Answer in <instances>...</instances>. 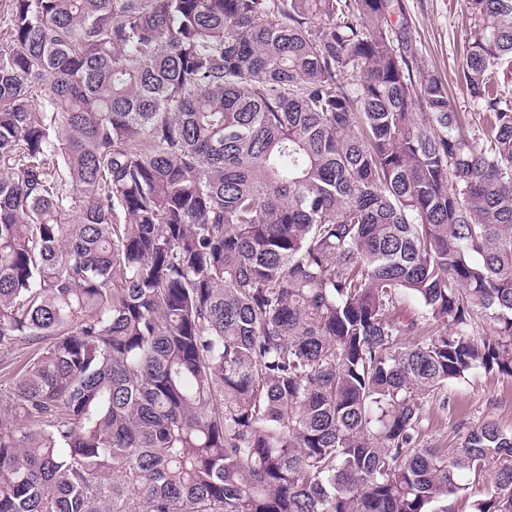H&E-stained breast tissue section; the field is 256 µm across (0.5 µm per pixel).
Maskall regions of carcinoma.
<instances>
[{
  "mask_svg": "<svg viewBox=\"0 0 512 512\" xmlns=\"http://www.w3.org/2000/svg\"><path fill=\"white\" fill-rule=\"evenodd\" d=\"M467 4L475 112L403 0H11L0 512H512V426L419 447L512 377V0ZM451 392V410L448 406L443 409L439 400L433 401L421 446L452 448L457 427L471 426L489 417L512 424V377L475 374L455 384Z\"/></svg>",
  "mask_w": 512,
  "mask_h": 512,
  "instance_id": "obj_1",
  "label": "carcinoma"
}]
</instances>
